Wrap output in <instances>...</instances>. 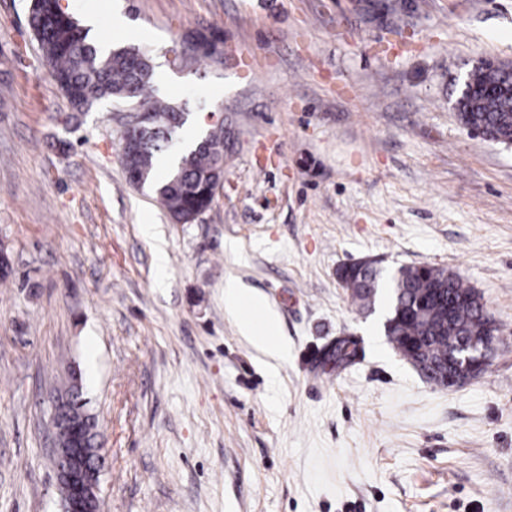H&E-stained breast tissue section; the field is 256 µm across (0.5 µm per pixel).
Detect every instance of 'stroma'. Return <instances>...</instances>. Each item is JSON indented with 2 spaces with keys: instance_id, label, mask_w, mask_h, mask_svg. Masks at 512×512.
<instances>
[{
  "instance_id": "35a3bbf8",
  "label": "stroma",
  "mask_w": 512,
  "mask_h": 512,
  "mask_svg": "<svg viewBox=\"0 0 512 512\" xmlns=\"http://www.w3.org/2000/svg\"><path fill=\"white\" fill-rule=\"evenodd\" d=\"M29 3L0 0V512H61L51 400L74 372L103 512H512V144L454 108L479 61L512 65V0H62L99 51H147L188 125L227 119L191 224L129 183V106L73 109ZM192 33L216 56L171 65ZM361 259L458 273L500 329L486 371L427 381L340 284ZM229 278L286 359L240 335ZM244 306L251 308V315L239 319V330L243 336L249 337L261 350L273 357L284 358L287 347L277 338L274 316L258 298L249 295L235 279L224 282V310L231 316L238 317ZM264 323V327H258Z\"/></svg>"
}]
</instances>
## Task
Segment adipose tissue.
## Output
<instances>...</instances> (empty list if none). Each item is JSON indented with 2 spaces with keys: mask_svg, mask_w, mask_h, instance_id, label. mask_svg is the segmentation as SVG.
<instances>
[{
  "mask_svg": "<svg viewBox=\"0 0 512 512\" xmlns=\"http://www.w3.org/2000/svg\"><path fill=\"white\" fill-rule=\"evenodd\" d=\"M246 306L251 309L250 316L240 317V310ZM224 309L229 315L239 316L240 332L249 337L261 350L277 358L286 356L287 348L277 338L272 313L262 301L249 295L232 278L224 282Z\"/></svg>",
  "mask_w": 512,
  "mask_h": 512,
  "instance_id": "1",
  "label": "adipose tissue"
}]
</instances>
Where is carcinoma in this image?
I'll use <instances>...</instances> for the list:
<instances>
[{
	"label": "carcinoma",
	"instance_id": "cac0c4a2",
	"mask_svg": "<svg viewBox=\"0 0 512 512\" xmlns=\"http://www.w3.org/2000/svg\"><path fill=\"white\" fill-rule=\"evenodd\" d=\"M28 24L52 66L55 82L75 109L86 104L88 95L96 103L115 101L124 94L129 102L139 103L149 112L148 135L143 137L134 129L127 136L141 141L135 171L145 174V183L151 185L170 218L204 212L224 175L223 126L200 138L164 179L155 180V171L167 162L172 135L185 121L178 107L153 95L151 59L125 48L98 52L75 19L62 9L60 0H38L28 12ZM511 82L512 69L507 65L483 61L475 66L467 74V85L474 95L460 94L455 102L459 120L482 128L491 140L512 143V97L502 92ZM363 279L366 284L354 289V298L371 308L378 295L380 273L370 267ZM431 288L441 289L439 298H429ZM471 295L472 290L457 273L441 267H402L393 278L386 335L405 359L414 356L413 340L418 336L424 339L427 354L423 376L430 382L445 374L450 380L459 378L454 359L457 342L482 336L485 322ZM416 307L424 309L426 321L407 315ZM65 417L71 422L91 419L82 394L72 395Z\"/></svg>",
	"mask_w": 512,
	"mask_h": 512
}]
</instances>
